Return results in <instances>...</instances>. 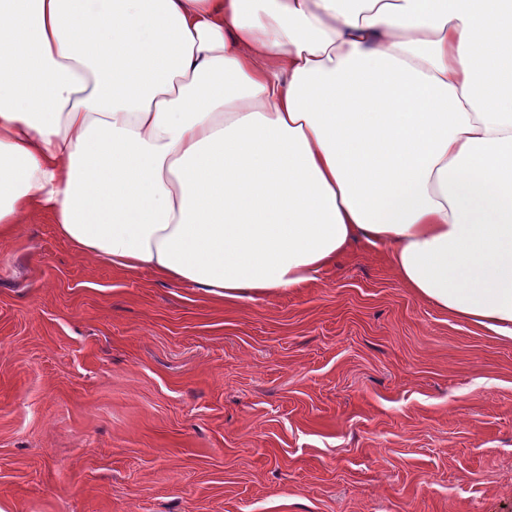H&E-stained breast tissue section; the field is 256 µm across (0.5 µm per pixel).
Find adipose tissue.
I'll return each mask as SVG.
<instances>
[{
    "instance_id": "ef3b65f1",
    "label": "adipose tissue",
    "mask_w": 512,
    "mask_h": 512,
    "mask_svg": "<svg viewBox=\"0 0 512 512\" xmlns=\"http://www.w3.org/2000/svg\"><path fill=\"white\" fill-rule=\"evenodd\" d=\"M224 299L356 238L512 339V0H0V242Z\"/></svg>"
}]
</instances>
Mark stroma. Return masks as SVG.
<instances>
[{
	"instance_id": "obj_1",
	"label": "stroma",
	"mask_w": 512,
	"mask_h": 512,
	"mask_svg": "<svg viewBox=\"0 0 512 512\" xmlns=\"http://www.w3.org/2000/svg\"><path fill=\"white\" fill-rule=\"evenodd\" d=\"M0 512H512V340L383 247L225 300L0 244Z\"/></svg>"
}]
</instances>
